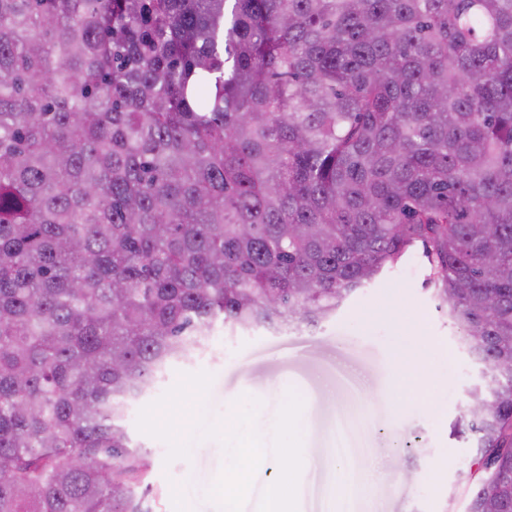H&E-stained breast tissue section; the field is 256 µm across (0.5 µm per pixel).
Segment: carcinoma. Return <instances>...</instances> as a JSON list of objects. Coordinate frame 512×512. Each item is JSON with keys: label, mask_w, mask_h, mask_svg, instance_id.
Wrapping results in <instances>:
<instances>
[{"label": "carcinoma", "mask_w": 512, "mask_h": 512, "mask_svg": "<svg viewBox=\"0 0 512 512\" xmlns=\"http://www.w3.org/2000/svg\"><path fill=\"white\" fill-rule=\"evenodd\" d=\"M422 244L512 512V0H0V512H148L122 425Z\"/></svg>", "instance_id": "carcinoma-1"}]
</instances>
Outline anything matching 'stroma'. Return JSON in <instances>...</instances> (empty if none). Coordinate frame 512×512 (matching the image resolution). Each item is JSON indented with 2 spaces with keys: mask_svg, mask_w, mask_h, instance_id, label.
I'll return each mask as SVG.
<instances>
[{
  "mask_svg": "<svg viewBox=\"0 0 512 512\" xmlns=\"http://www.w3.org/2000/svg\"><path fill=\"white\" fill-rule=\"evenodd\" d=\"M422 247L355 295L320 328L277 333L216 327L204 350L170 365L125 421L149 468L152 512H262L275 461L248 470L232 495L217 486L238 435L265 448L291 443L297 512H333L336 428L362 483L350 512H467L460 479L472 442L453 423L481 378L459 332L437 311ZM409 348L428 380L393 395L396 354ZM300 405V423L282 412Z\"/></svg>",
  "mask_w": 512,
  "mask_h": 512,
  "instance_id": "stroma-1",
  "label": "stroma"
}]
</instances>
